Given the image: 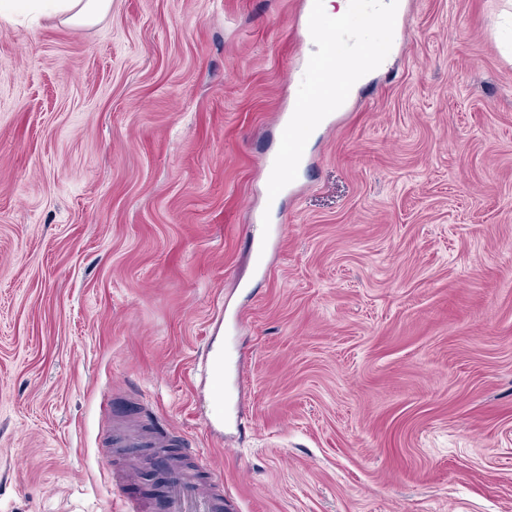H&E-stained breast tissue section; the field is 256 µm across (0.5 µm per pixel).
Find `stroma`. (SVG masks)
Here are the masks:
<instances>
[{
    "label": "stroma",
    "mask_w": 512,
    "mask_h": 512,
    "mask_svg": "<svg viewBox=\"0 0 512 512\" xmlns=\"http://www.w3.org/2000/svg\"><path fill=\"white\" fill-rule=\"evenodd\" d=\"M307 5L0 18V512H166L107 411L179 428L224 512H512V0H408L272 200ZM205 355L212 379V406L205 425L209 432L224 434V373L227 359L221 352L212 349L206 350Z\"/></svg>",
    "instance_id": "stroma-1"
}]
</instances>
